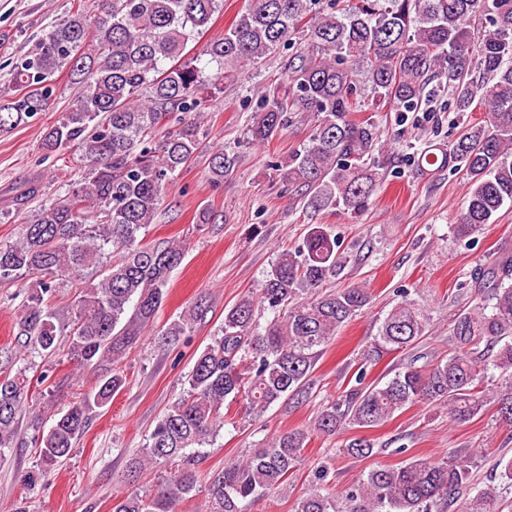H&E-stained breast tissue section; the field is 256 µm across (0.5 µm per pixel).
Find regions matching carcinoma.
I'll list each match as a JSON object with an SVG mask.
<instances>
[{
  "mask_svg": "<svg viewBox=\"0 0 512 512\" xmlns=\"http://www.w3.org/2000/svg\"><path fill=\"white\" fill-rule=\"evenodd\" d=\"M223 0H98L92 16L78 10L51 25L30 50L9 63L12 87L0 92V134L26 125L55 101V74L67 70L77 103L45 128L44 156L71 158L84 177L33 210L18 240L0 243V284L33 279L14 333L20 351L50 356L60 341L80 368L114 366L153 326L171 272L186 244L146 243L166 187L200 147L203 113L224 93V76L241 77L279 48L288 49L282 83L265 89L248 134L262 143L295 118L310 125L307 143L273 165L307 211L360 217L379 188L368 157L379 133L367 112L389 103L415 112L437 92L457 112L485 107L487 120L467 123L450 144L430 143L417 166L466 176V205L451 225L468 238L512 205V0H247L224 35L192 54ZM216 72L206 73L209 65ZM164 136H153L159 125ZM231 158L212 148L213 182L224 181ZM343 266L338 238L327 224H311L302 243L278 253L256 296L225 310L224 323L197 356L188 388L158 420L128 463L134 478L149 467L174 471L151 496L112 499V512H178L197 487L196 449L224 428V403L244 401L260 414L280 401L303 399L311 374L338 331L369 304L362 286L325 291ZM91 273L66 319L46 297ZM480 304L455 314L454 351L432 363L410 362L382 384H365L324 405L310 428L272 435L243 459L228 462L208 485L210 512H244L243 503L280 488L300 465L314 436L346 427L377 428L416 403L448 411L466 423L489 405L512 426V253L475 274ZM269 312L265 324L256 311ZM207 313L187 307L158 332L174 344ZM429 319L402 291L370 342L367 357L405 350L426 334ZM494 353L498 379L488 376ZM126 384L115 369L56 420L39 440L41 464L70 455L92 412L107 407ZM28 399L27 380L0 379V454L10 448ZM361 435L344 446L357 459L372 455ZM472 455L440 461L412 459L378 466L343 494L328 471L314 474L295 512H499V487L487 485L462 505L456 493L471 483Z\"/></svg>",
  "mask_w": 512,
  "mask_h": 512,
  "instance_id": "obj_1",
  "label": "carcinoma"
}]
</instances>
